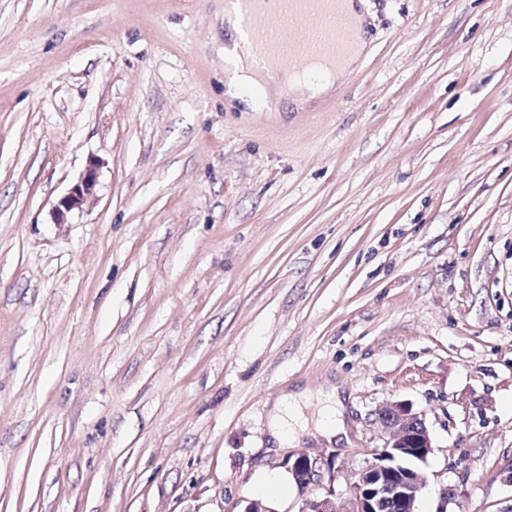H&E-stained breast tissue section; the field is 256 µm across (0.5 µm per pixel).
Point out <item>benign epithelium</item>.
<instances>
[{"instance_id": "benign-epithelium-1", "label": "benign epithelium", "mask_w": 512, "mask_h": 512, "mask_svg": "<svg viewBox=\"0 0 512 512\" xmlns=\"http://www.w3.org/2000/svg\"><path fill=\"white\" fill-rule=\"evenodd\" d=\"M97 165L89 163L81 179L54 206L57 222L83 205L94 192ZM377 419L388 435L373 460L348 481V498L336 503L333 486L335 460L301 452L288 459V473L305 495L300 512H416L427 486L420 469L433 451L432 438L422 414L402 402L379 408Z\"/></svg>"}]
</instances>
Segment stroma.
<instances>
[{
  "mask_svg": "<svg viewBox=\"0 0 512 512\" xmlns=\"http://www.w3.org/2000/svg\"><path fill=\"white\" fill-rule=\"evenodd\" d=\"M361 11L343 83L255 112L224 0H0V512H299L300 451L341 503L395 401L418 512H512V0ZM328 378L350 444L271 450ZM97 183V165L89 163L81 179L63 195L54 206L58 223H62L67 214L83 205L94 192Z\"/></svg>",
  "mask_w": 512,
  "mask_h": 512,
  "instance_id": "stroma-1",
  "label": "stroma"
}]
</instances>
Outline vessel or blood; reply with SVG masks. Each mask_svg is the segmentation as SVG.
<instances>
[{
    "mask_svg": "<svg viewBox=\"0 0 512 512\" xmlns=\"http://www.w3.org/2000/svg\"><path fill=\"white\" fill-rule=\"evenodd\" d=\"M347 0H224L225 13L238 18L242 41L225 44L224 66L233 69L247 58L258 73L244 93L255 111L265 109L264 83L281 74L284 60H294L296 75L319 79L333 71L356 45Z\"/></svg>",
    "mask_w": 512,
    "mask_h": 512,
    "instance_id": "1",
    "label": "vessel or blood"
}]
</instances>
